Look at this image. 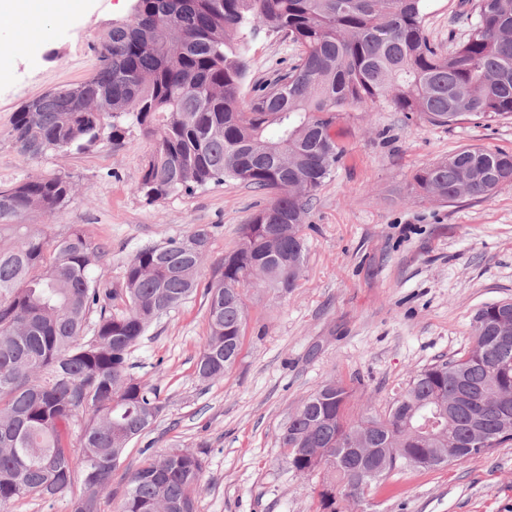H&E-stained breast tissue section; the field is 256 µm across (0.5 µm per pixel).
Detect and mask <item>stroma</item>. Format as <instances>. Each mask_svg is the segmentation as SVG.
<instances>
[{
	"label": "stroma",
	"instance_id": "1",
	"mask_svg": "<svg viewBox=\"0 0 512 512\" xmlns=\"http://www.w3.org/2000/svg\"><path fill=\"white\" fill-rule=\"evenodd\" d=\"M131 4L87 0L64 21L36 13L0 23V188L69 175L74 193L51 232L78 224L106 244L92 274L111 286L140 248L182 236L192 224L213 225L209 258L218 260L267 203L264 192L235 181L146 200L137 185L152 143L136 128L117 147L35 159L16 151L15 112L38 94L88 78L99 39L129 17ZM425 11L428 37L445 47L465 34L471 5L426 0ZM298 53L290 38L255 28L247 86L272 78ZM335 132L343 154L306 218L299 286L284 298L249 288L241 352L224 377L203 382L196 375L208 334L203 290L134 347L129 371L159 386L165 409L127 448L101 512H118L126 468L182 448L204 463L197 512H323L325 468L296 473L279 442L302 400L336 379L353 391L350 417L385 413L418 370L469 347L476 309L512 300V186L452 203L405 197L416 169L450 153H512V120L440 126L370 107L341 116ZM336 512H512V442L462 464L392 473L360 503L337 498Z\"/></svg>",
	"mask_w": 512,
	"mask_h": 512
}]
</instances>
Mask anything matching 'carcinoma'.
<instances>
[{
  "instance_id": "carcinoma-1",
  "label": "carcinoma",
  "mask_w": 512,
  "mask_h": 512,
  "mask_svg": "<svg viewBox=\"0 0 512 512\" xmlns=\"http://www.w3.org/2000/svg\"><path fill=\"white\" fill-rule=\"evenodd\" d=\"M423 2L133 0L131 19L113 22L99 43L89 78L15 112L13 144L32 159L119 144L138 127L154 143L137 186L149 201L228 180L270 194L212 269L200 380H219L235 364L246 288L282 298L298 286L306 216L342 155L333 134L342 113L386 105L441 126L512 118V0H476L477 22L446 51L426 35ZM248 24L291 37L302 52L255 90L245 112ZM509 185L511 153L467 148L416 170L407 195L484 199ZM72 191L61 174L0 189V512L67 495L72 512H100L128 445L165 409L157 387L128 373L129 356L196 290L213 237L212 225L192 224L137 251L119 284L103 287L91 276L101 242L80 227L56 240L27 223L51 217ZM494 322V305L477 309L469 350L418 371L383 416L347 420L350 389L336 380L301 402L280 442L295 472L327 467L323 507L338 492L358 502L394 471L436 467L429 448H460L447 463L462 464L512 440V344L499 343ZM81 411L88 417L74 439ZM477 426L490 445L471 442ZM357 432L406 453L356 478L346 450ZM203 476L188 449L157 454L128 474L120 512H196Z\"/></svg>"
}]
</instances>
